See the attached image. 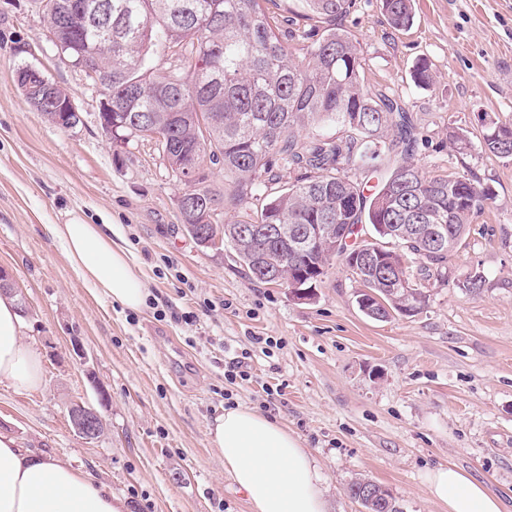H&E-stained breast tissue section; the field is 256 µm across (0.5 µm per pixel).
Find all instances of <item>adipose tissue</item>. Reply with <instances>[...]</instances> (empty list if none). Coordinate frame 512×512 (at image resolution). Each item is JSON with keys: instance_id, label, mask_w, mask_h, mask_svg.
<instances>
[{"instance_id": "ef3b65f1", "label": "adipose tissue", "mask_w": 512, "mask_h": 512, "mask_svg": "<svg viewBox=\"0 0 512 512\" xmlns=\"http://www.w3.org/2000/svg\"><path fill=\"white\" fill-rule=\"evenodd\" d=\"M73 271L94 292L140 311L147 291L134 252L113 239L108 224L71 220L49 225ZM34 390L43 383L41 359L22 340L12 294L0 292V381ZM224 470L244 492L252 512H326L317 466L299 440L277 420L243 405L224 409L208 425ZM426 489L448 512H503L501 499L453 465L428 473ZM128 500L112 494L89 473L36 454L0 433V512H129Z\"/></svg>"}]
</instances>
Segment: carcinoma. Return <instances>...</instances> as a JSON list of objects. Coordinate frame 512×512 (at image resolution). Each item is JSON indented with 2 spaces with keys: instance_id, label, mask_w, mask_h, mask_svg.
Returning a JSON list of instances; mask_svg holds the SVG:
<instances>
[{
  "instance_id": "carcinoma-1",
  "label": "carcinoma",
  "mask_w": 512,
  "mask_h": 512,
  "mask_svg": "<svg viewBox=\"0 0 512 512\" xmlns=\"http://www.w3.org/2000/svg\"><path fill=\"white\" fill-rule=\"evenodd\" d=\"M88 0H46L48 27L55 30L61 54L79 69L102 97H112V111L99 121L116 128L121 141L145 138V113L167 136L163 161L196 196L191 224L204 223L222 234L223 245L236 250L237 237L257 226L348 224L336 252L319 256V276L340 259L362 288L364 299L387 316H413L430 299L428 285L448 255L462 244L472 218L493 199L490 188L464 176L428 175L409 160L415 128L400 99L365 85L360 50L336 20L352 0H304L309 29L284 31L269 16L271 0H101L112 5V41L94 25ZM389 25L406 30L414 22L413 0H380ZM309 42L306 56L292 58L288 41ZM172 63L161 67L163 57ZM414 82L429 86L434 76L419 59ZM65 95L56 86L23 92L27 103L62 128L63 115L52 111ZM322 124L339 128L325 136L301 138ZM485 150L496 156L512 152V124L493 121L483 137ZM395 157L392 171L366 194L349 171L378 172L384 157ZM196 160L221 167L239 201L261 198L231 224L213 222L224 207V193L212 189L208 175L185 170ZM289 169L288 187L268 192ZM431 214L428 232L416 229L421 210ZM370 226L385 242L377 271L354 264L357 238ZM446 237L440 249L429 247L434 231ZM261 250L288 257L296 269L311 267L312 258L291 250L285 240L263 237ZM403 280L395 283L392 275Z\"/></svg>"
}]
</instances>
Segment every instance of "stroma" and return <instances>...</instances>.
I'll return each instance as SVG.
<instances>
[{
  "instance_id": "1",
  "label": "stroma",
  "mask_w": 512,
  "mask_h": 512,
  "mask_svg": "<svg viewBox=\"0 0 512 512\" xmlns=\"http://www.w3.org/2000/svg\"><path fill=\"white\" fill-rule=\"evenodd\" d=\"M415 12L397 31L379 0H354L339 24L365 83L410 113L415 163L473 178L493 199L428 306L381 322L360 310L342 263L304 303L252 280L230 249L198 245L177 209L185 185L156 143L106 136L101 97L51 41L38 0H0V267L26 300L23 340L44 380L34 391L0 381V433L91 473L131 512H251L208 436L234 402L276 418L310 451L327 512H363L345 492L358 478L388 488L402 512H447L424 476L448 464L512 512V157L481 148L490 121L512 123V0H415ZM421 58L435 75L427 87L411 78ZM26 66L70 95L82 124L58 127L26 103ZM452 128L467 149L450 145ZM75 215L133 247L143 309L121 310L76 276L45 231ZM477 273L485 285L472 293L464 283ZM256 336L278 345L263 355ZM246 349L252 378L225 398L224 372ZM75 403L100 413L97 440L72 430Z\"/></svg>"
}]
</instances>
